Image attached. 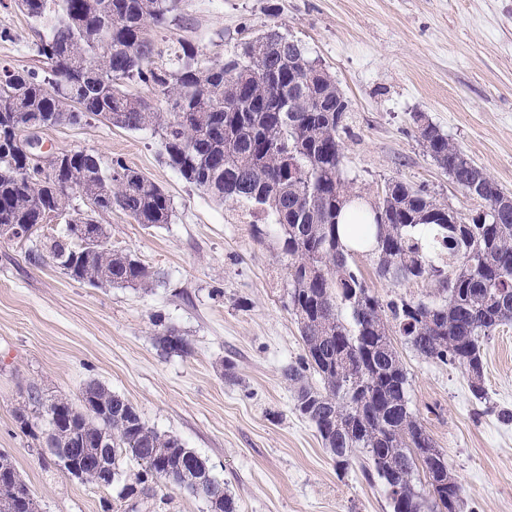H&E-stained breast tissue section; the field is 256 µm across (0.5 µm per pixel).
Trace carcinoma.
<instances>
[{
  "mask_svg": "<svg viewBox=\"0 0 512 512\" xmlns=\"http://www.w3.org/2000/svg\"><path fill=\"white\" fill-rule=\"evenodd\" d=\"M13 4L33 22L34 51L43 63L38 70L0 64V225L19 228L14 242L26 247L28 262L51 263L94 286H153L158 274L112 249L106 228L92 217L80 220L73 206L78 195L63 185L101 194L102 211L114 205L148 227L171 223L170 196L141 172L94 151H66L55 166L40 168L16 144L22 128L45 133L85 118L152 130L185 181L277 226L289 258L288 312L305 351L283 375L296 388V409L315 425L336 466L359 463L368 483L381 482L391 512H460L461 487L452 483L447 454L411 408L393 337L429 361L461 369L475 399H486L481 343L512 322V206H500L507 193L417 116L424 152L481 208L450 215L423 191L391 181L370 204L373 223L367 224L361 196L342 177L340 133L349 101L301 43L271 27L239 52L204 60L190 40L162 47L146 36L176 19L181 0ZM347 206L357 217L345 225L352 247L343 243L338 221ZM49 212L64 219L63 231L43 240L26 236L27 226ZM360 252L373 257L378 277L433 291L381 299L354 259ZM154 325L164 352L191 354L186 337L160 319ZM310 374L319 385L309 383ZM81 400L75 409L32 387L14 420L30 434L31 417L44 412L54 464L96 487L111 475L121 502L174 488L209 512H236L208 461L177 436L147 425L120 394L91 381ZM426 448L434 453L424 454ZM126 455L140 466L131 480L120 470ZM31 499L0 451V512H28Z\"/></svg>",
  "mask_w": 512,
  "mask_h": 512,
  "instance_id": "carcinoma-1",
  "label": "carcinoma"
}]
</instances>
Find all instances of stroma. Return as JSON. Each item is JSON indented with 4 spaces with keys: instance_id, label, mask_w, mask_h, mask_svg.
Listing matches in <instances>:
<instances>
[{
    "instance_id": "1",
    "label": "stroma",
    "mask_w": 512,
    "mask_h": 512,
    "mask_svg": "<svg viewBox=\"0 0 512 512\" xmlns=\"http://www.w3.org/2000/svg\"><path fill=\"white\" fill-rule=\"evenodd\" d=\"M154 38H186L220 60L270 27L304 45L350 104L342 174L364 199L388 182L424 190L459 213L480 206L427 156L421 114L512 193V0H182ZM0 62L40 68L29 19L0 0ZM54 151L92 150L143 172L173 201L171 223L144 228L101 214L113 249L162 279L153 288L91 287L29 264L0 240V451L40 512H103L116 492L82 484L38 457L13 410L29 387L79 402L89 381L127 398L143 420L207 459L238 512H390L358 467L337 469L283 377L303 345L287 309L288 258L274 225L255 238L247 213L186 182L151 131L95 119L46 132ZM192 343L164 353L155 317ZM396 348L413 405L461 487L463 512H512V324L483 343L485 402L460 369Z\"/></svg>"
}]
</instances>
